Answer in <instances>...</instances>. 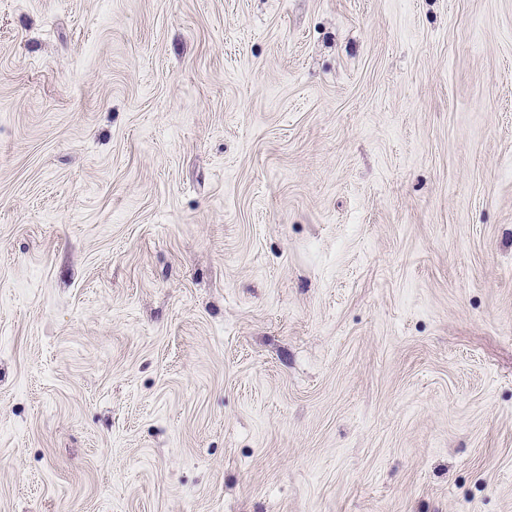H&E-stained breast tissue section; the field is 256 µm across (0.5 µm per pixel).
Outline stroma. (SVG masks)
Wrapping results in <instances>:
<instances>
[{
  "mask_svg": "<svg viewBox=\"0 0 512 512\" xmlns=\"http://www.w3.org/2000/svg\"><path fill=\"white\" fill-rule=\"evenodd\" d=\"M0 512H512V0H0Z\"/></svg>",
  "mask_w": 512,
  "mask_h": 512,
  "instance_id": "1",
  "label": "stroma"
}]
</instances>
